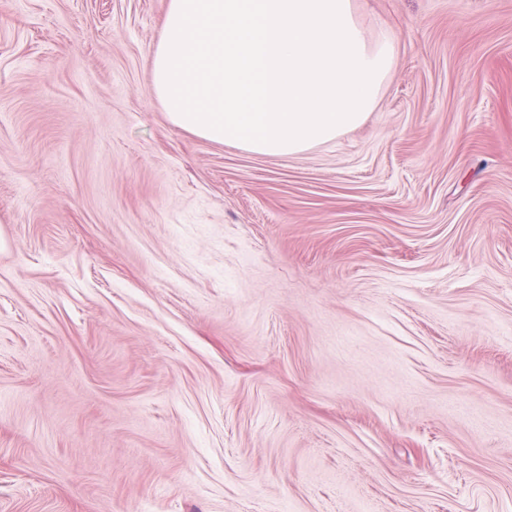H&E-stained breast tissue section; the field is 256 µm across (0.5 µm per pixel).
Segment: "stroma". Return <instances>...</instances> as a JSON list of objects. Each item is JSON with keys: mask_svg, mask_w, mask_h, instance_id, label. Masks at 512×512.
Listing matches in <instances>:
<instances>
[{"mask_svg": "<svg viewBox=\"0 0 512 512\" xmlns=\"http://www.w3.org/2000/svg\"><path fill=\"white\" fill-rule=\"evenodd\" d=\"M168 0H0V512H512V0L289 159L150 95Z\"/></svg>", "mask_w": 512, "mask_h": 512, "instance_id": "obj_1", "label": "stroma"}]
</instances>
